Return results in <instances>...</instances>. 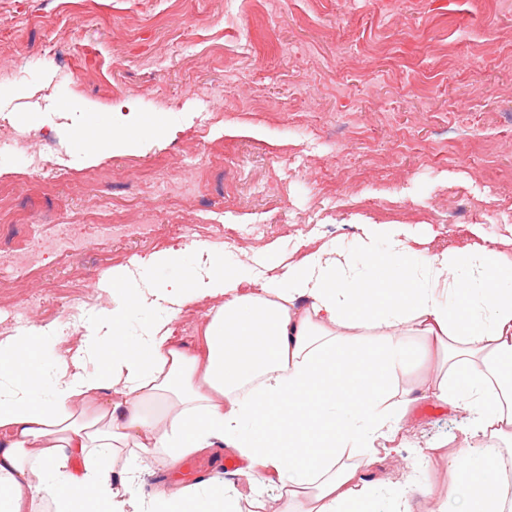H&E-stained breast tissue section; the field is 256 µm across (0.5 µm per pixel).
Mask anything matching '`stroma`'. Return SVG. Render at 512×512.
Masks as SVG:
<instances>
[{"mask_svg": "<svg viewBox=\"0 0 512 512\" xmlns=\"http://www.w3.org/2000/svg\"><path fill=\"white\" fill-rule=\"evenodd\" d=\"M129 104L154 123L131 146L86 149L81 126ZM60 146L65 178L26 173L27 150ZM0 211L23 230L84 240L40 271L10 269L0 318L18 330L95 313L123 266L150 284L182 278L206 243L248 266L287 262L298 240L350 242L359 225L404 223L430 248L461 245L471 225L512 226V0H0ZM93 211L165 236L82 225ZM180 251L178 262L157 254ZM410 447L372 475L379 512H437L417 496L437 474L427 449L462 445V420L433 401ZM418 458L405 474L409 458ZM216 445L170 467L144 461L138 494L183 483L275 498Z\"/></svg>", "mask_w": 512, "mask_h": 512, "instance_id": "stroma-1", "label": "stroma"}]
</instances>
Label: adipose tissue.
Returning <instances> with one entry per match:
<instances>
[{"label":"adipose tissue","mask_w":512,"mask_h":512,"mask_svg":"<svg viewBox=\"0 0 512 512\" xmlns=\"http://www.w3.org/2000/svg\"><path fill=\"white\" fill-rule=\"evenodd\" d=\"M109 293L113 307L64 348H51V326L0 338V512H241L220 482L132 491L139 458L175 466L217 441L247 479L278 486L258 512H372L366 476L406 447L428 400L462 413L464 445L432 449L448 477L422 496L512 512L499 449L512 442V385L497 370L512 358V256L481 225L452 250L418 249L395 223L361 225L351 247L310 236L259 282L213 254L153 288L120 266ZM201 296L212 306L195 347L165 318L124 342L131 308L190 318ZM416 343L441 359L421 381L409 378Z\"/></svg>","instance_id":"obj_1"}]
</instances>
